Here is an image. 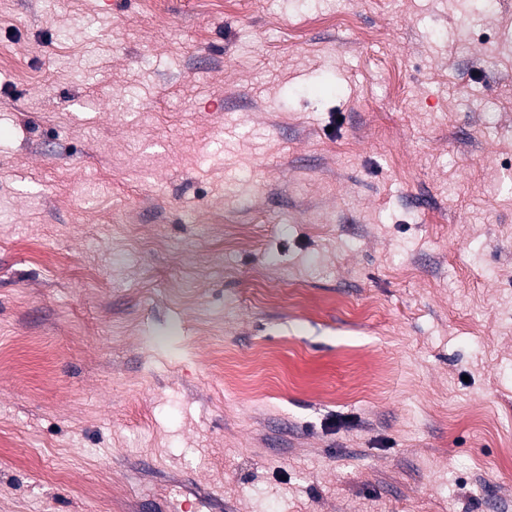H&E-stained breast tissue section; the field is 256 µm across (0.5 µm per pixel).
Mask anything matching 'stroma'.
I'll return each instance as SVG.
<instances>
[{"label":"stroma","mask_w":512,"mask_h":512,"mask_svg":"<svg viewBox=\"0 0 512 512\" xmlns=\"http://www.w3.org/2000/svg\"><path fill=\"white\" fill-rule=\"evenodd\" d=\"M201 495L512 512V0H0V512Z\"/></svg>","instance_id":"stroma-1"}]
</instances>
